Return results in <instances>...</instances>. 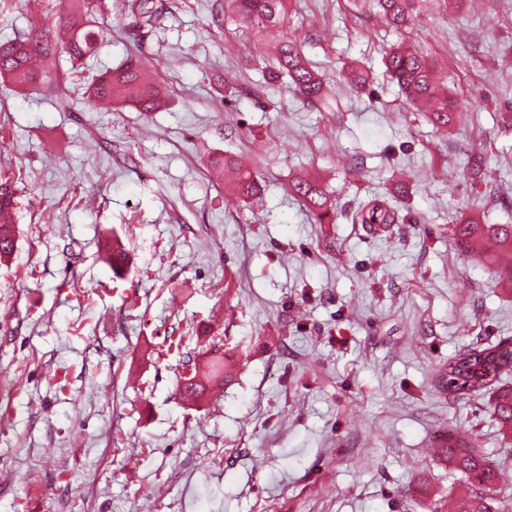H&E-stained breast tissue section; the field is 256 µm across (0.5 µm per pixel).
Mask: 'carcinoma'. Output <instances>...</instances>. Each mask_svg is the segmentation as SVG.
I'll return each instance as SVG.
<instances>
[{"label":"carcinoma","mask_w":512,"mask_h":512,"mask_svg":"<svg viewBox=\"0 0 512 512\" xmlns=\"http://www.w3.org/2000/svg\"><path fill=\"white\" fill-rule=\"evenodd\" d=\"M75 2L73 9L60 16L59 25L67 31V39L57 35L29 36L0 44V83L22 92L31 87L52 91V75L34 67L36 58L54 54L60 46L68 54L72 69L84 67V61L95 56L100 32L94 28L102 12L103 0H65ZM297 0H227L235 21L260 35L273 38L272 62L268 76L276 81L283 77L294 93L311 106H326L330 100L323 75L314 68L303 53L297 38L283 35ZM360 4L359 11L374 10L388 24L401 28L436 0H352ZM121 13L126 26L134 29H153L167 13L165 0H122ZM385 75L395 83L404 102L416 111L426 113L436 128L446 132L452 127L456 104L447 91L434 80L435 61L421 52L411 41L392 46L383 57ZM339 76L360 91L375 94L369 71L357 64L342 67ZM89 105L97 109L132 108L137 112H157L167 104V93L145 71L140 57L132 55L119 67L95 75L88 88ZM229 166L236 170L233 190L246 201L259 194V183L253 172L241 162L226 157L215 163L217 172ZM290 190L300 197L316 223L333 221L336 210L319 181L300 177L290 184ZM15 182L0 173V263L9 259L15 245L13 210ZM357 224L389 226L404 222L407 217L385 198L375 197L361 204L353 216ZM448 232L456 243L468 251H496L512 257V224H451ZM512 372V339L472 349L448 362V368L438 373L440 386L450 393L469 395L491 386ZM224 360L213 358L192 368L183 377L182 389L201 397L215 384H224ZM502 435L512 437V388L497 390L492 403ZM460 471L469 493L460 512H512V492L504 494L500 487V472L488 463L477 448H457L449 458Z\"/></svg>","instance_id":"cac0c4a2"}]
</instances>
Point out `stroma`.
Returning <instances> with one entry per match:
<instances>
[{"mask_svg":"<svg viewBox=\"0 0 512 512\" xmlns=\"http://www.w3.org/2000/svg\"><path fill=\"white\" fill-rule=\"evenodd\" d=\"M82 75L44 61L52 92L0 86V171L15 179V250L0 265V512H446L466 492L444 447L480 449L512 488L495 388L459 399L434 374L512 337L491 252L449 225L512 224V0H449L396 31L349 0H299L289 24L324 75L329 111L268 82L271 46L225 0H168L143 37L115 4ZM60 0H0V41L53 29ZM407 38L460 106L436 131L386 83L373 101L344 64L383 76ZM148 58L170 105L94 109L88 80ZM261 177L252 206L212 160ZM337 204L317 224L288 185ZM382 196L413 223L369 234ZM130 257L112 271L105 244ZM231 382L180 392L215 344Z\"/></svg>","mask_w":512,"mask_h":512,"instance_id":"obj_1","label":"stroma"}]
</instances>
